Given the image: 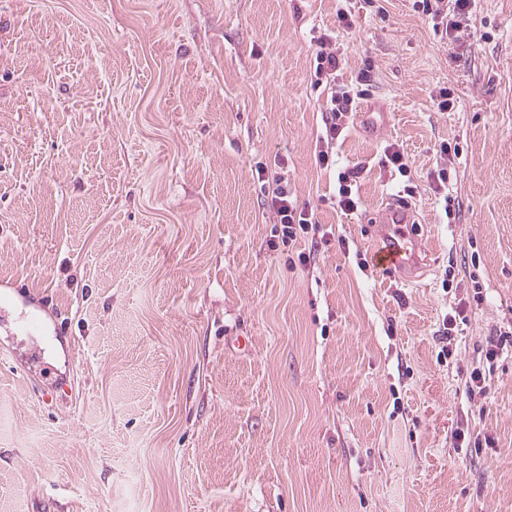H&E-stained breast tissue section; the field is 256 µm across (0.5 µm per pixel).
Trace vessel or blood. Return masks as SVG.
I'll list each match as a JSON object with an SVG mask.
<instances>
[{"instance_id":"b4317fda","label":"vessel or blood","mask_w":512,"mask_h":512,"mask_svg":"<svg viewBox=\"0 0 512 512\" xmlns=\"http://www.w3.org/2000/svg\"><path fill=\"white\" fill-rule=\"evenodd\" d=\"M416 209L398 201L381 210L374 220L376 242L371 250L375 268L387 276L411 281L430 253L428 241L414 229Z\"/></svg>"}]
</instances>
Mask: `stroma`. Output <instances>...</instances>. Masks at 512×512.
Segmentation results:
<instances>
[{
    "label": "stroma",
    "mask_w": 512,
    "mask_h": 512,
    "mask_svg": "<svg viewBox=\"0 0 512 512\" xmlns=\"http://www.w3.org/2000/svg\"><path fill=\"white\" fill-rule=\"evenodd\" d=\"M413 3L0 0V512H512V0L446 38ZM324 33L337 88L370 78L328 169ZM259 165L318 243H281ZM408 184L409 285L369 258ZM331 36L324 33L317 38L318 49L315 53L313 74L314 86L321 87L325 82V88L336 79V72L343 65V59L336 53V49L330 48ZM382 164L406 177L409 171V158L404 149L400 145L393 143L386 146L384 150V158L381 160ZM354 178H356L355 173L349 170L340 171L338 173L336 204L342 211L353 212L358 210L360 198L357 183ZM353 182H355V184Z\"/></svg>",
    "instance_id": "1"
}]
</instances>
